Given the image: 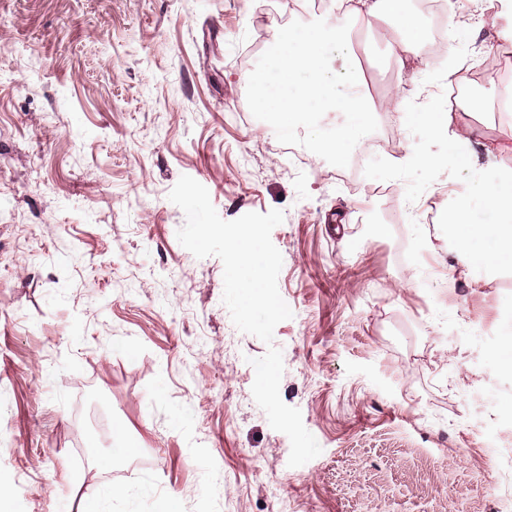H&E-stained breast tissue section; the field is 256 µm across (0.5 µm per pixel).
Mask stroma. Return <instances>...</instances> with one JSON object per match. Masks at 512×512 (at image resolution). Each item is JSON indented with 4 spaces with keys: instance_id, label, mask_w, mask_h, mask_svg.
<instances>
[{
    "instance_id": "35a3bbf8",
    "label": "stroma",
    "mask_w": 512,
    "mask_h": 512,
    "mask_svg": "<svg viewBox=\"0 0 512 512\" xmlns=\"http://www.w3.org/2000/svg\"><path fill=\"white\" fill-rule=\"evenodd\" d=\"M312 0H0V485L12 512H82L107 484L151 485L140 512H496L512 472L479 430H512L499 274L464 272L441 225L466 173L408 163L443 154L420 115L471 130L480 163L512 169V124L460 105L512 63V0H468L454 52L418 54L401 82L417 117L356 178L307 134L282 140L246 79L288 24L333 17ZM384 22L356 34L374 104L397 83ZM219 216L281 210L271 233L293 312L272 343L239 331L223 264L177 239L181 176ZM425 258L418 278L402 244ZM283 353L280 395L320 445L288 464L289 438L252 396L251 359ZM189 419H179L184 404ZM121 422L136 455L106 468Z\"/></svg>"
}]
</instances>
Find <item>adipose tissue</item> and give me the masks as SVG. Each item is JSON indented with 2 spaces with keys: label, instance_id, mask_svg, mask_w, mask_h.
I'll return each instance as SVG.
<instances>
[{
  "label": "adipose tissue",
  "instance_id": "ef3b65f1",
  "mask_svg": "<svg viewBox=\"0 0 512 512\" xmlns=\"http://www.w3.org/2000/svg\"><path fill=\"white\" fill-rule=\"evenodd\" d=\"M366 17L390 21L386 35L399 63L415 56L423 32L404 0H349L335 21L284 28L275 34L265 66L249 78L248 99L254 111L268 115L278 137L307 129L318 151L340 162L348 149L363 147L375 109L363 87L350 24ZM340 81L345 91H337ZM323 112L343 117L325 135L314 129L316 115ZM423 118L433 136L448 135V151L443 155L415 153L410 164L423 171L446 164L467 173L466 192L456 194L448 208L447 228L457 244V261L472 269L498 271L512 262V170H506L502 181L488 180L476 156L457 151L458 145L469 144L468 130L448 133L444 113L427 112ZM478 205L494 214V222H469L470 210Z\"/></svg>",
  "mask_w": 512,
  "mask_h": 512
}]
</instances>
